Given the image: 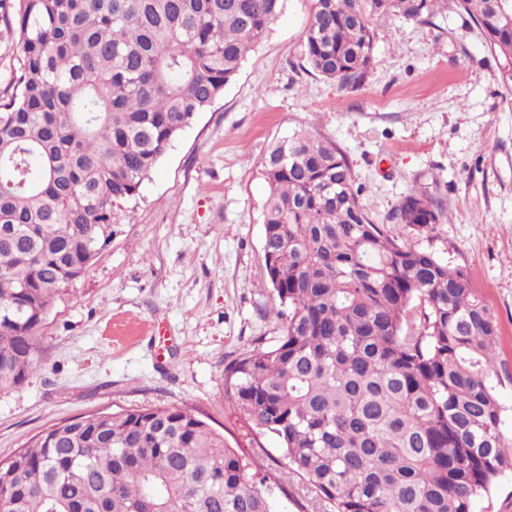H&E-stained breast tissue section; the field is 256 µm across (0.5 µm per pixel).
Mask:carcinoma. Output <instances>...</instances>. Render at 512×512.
Masks as SVG:
<instances>
[{
  "mask_svg": "<svg viewBox=\"0 0 512 512\" xmlns=\"http://www.w3.org/2000/svg\"><path fill=\"white\" fill-rule=\"evenodd\" d=\"M286 0H0L19 67L0 94V391L37 369L38 333L112 240L197 113L232 83ZM305 70L345 87L374 58L375 19L424 22L439 0H311ZM512 90V0H455ZM263 257L282 320L224 364L254 439L178 406L69 418L0 461V512H273L257 478L272 435L331 512H475L512 470L497 320L470 272L390 238L346 153L299 129L262 158ZM427 228L421 191L394 213Z\"/></svg>",
  "mask_w": 512,
  "mask_h": 512,
  "instance_id": "1",
  "label": "carcinoma"
}]
</instances>
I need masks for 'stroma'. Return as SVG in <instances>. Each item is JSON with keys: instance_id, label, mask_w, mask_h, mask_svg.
Returning <instances> with one entry per match:
<instances>
[{"instance_id": "1", "label": "stroma", "mask_w": 512, "mask_h": 512, "mask_svg": "<svg viewBox=\"0 0 512 512\" xmlns=\"http://www.w3.org/2000/svg\"><path fill=\"white\" fill-rule=\"evenodd\" d=\"M310 0H287L223 96L160 160L121 223L39 332V366L0 392V460L67 418L178 406L223 432L251 434L224 402V364L282 323L262 252L268 144L298 128L343 149L361 203L393 238L465 267L500 324L512 373V94L479 29L453 0L429 21L375 22L359 88L306 74ZM441 206L418 230L393 214L412 190Z\"/></svg>"}]
</instances>
